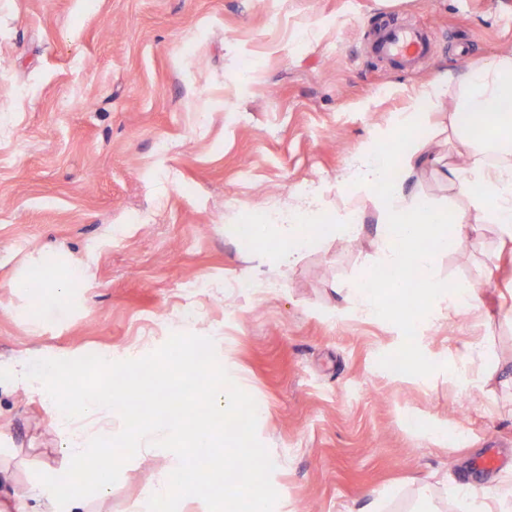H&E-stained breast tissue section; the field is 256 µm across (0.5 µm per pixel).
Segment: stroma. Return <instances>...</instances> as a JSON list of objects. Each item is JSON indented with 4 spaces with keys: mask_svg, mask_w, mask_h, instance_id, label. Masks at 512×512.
<instances>
[{
    "mask_svg": "<svg viewBox=\"0 0 512 512\" xmlns=\"http://www.w3.org/2000/svg\"><path fill=\"white\" fill-rule=\"evenodd\" d=\"M392 17L429 32L422 66L369 53ZM504 52L512 0H0V368L216 338L263 408L274 512H414L424 478L437 512H461L459 487L480 501L512 484V243L489 226L439 255V281L477 299L436 305L416 333L359 316L345 293L379 275L375 194L350 177L359 151L431 144L419 189L462 206L438 125L461 61ZM443 75L447 96L400 138L414 90ZM312 191L316 223L355 210L358 238L328 237L288 270L228 230L282 223ZM34 273L67 278L66 294L17 287ZM193 279L203 289L186 292ZM63 441L37 394L0 382V466L14 475L0 512L14 493L45 512L30 490L66 472ZM488 452L497 468L476 471ZM169 465L135 455L88 512H130Z\"/></svg>",
    "mask_w": 512,
    "mask_h": 512,
    "instance_id": "obj_1",
    "label": "stroma"
}]
</instances>
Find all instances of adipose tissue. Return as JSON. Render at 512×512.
I'll list each match as a JSON object with an SVG mask.
<instances>
[{"label":"adipose tissue","instance_id":"obj_1","mask_svg":"<svg viewBox=\"0 0 512 512\" xmlns=\"http://www.w3.org/2000/svg\"><path fill=\"white\" fill-rule=\"evenodd\" d=\"M459 96L450 117L451 130L465 149L469 164L465 169L449 168V180L457 195L467 203L454 211L434 207L418 192L411 179L431 156L425 145L407 149L400 158L372 150L361 151L351 177L370 189L380 187L377 209V261L393 270L386 287L369 281H355L349 297L369 319H388L406 327H423L431 319L432 305L444 289L436 274V258L442 253L461 251L478 240L484 225H496L501 236L512 240V53L482 59L469 69L459 85ZM479 129H471L470 120ZM453 233H444L445 224ZM361 227L350 213H341L332 224H314L309 207L291 215L279 229L267 224H238L235 234L271 253L278 266L292 268L305 251L331 235L357 238ZM415 267L418 288L425 305L409 306L403 298L407 281L401 272Z\"/></svg>","mask_w":512,"mask_h":512}]
</instances>
